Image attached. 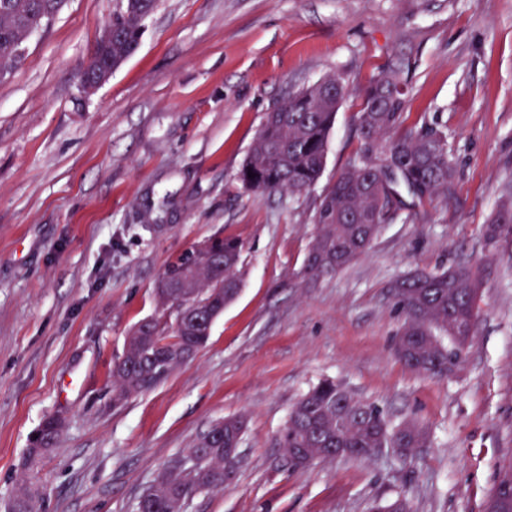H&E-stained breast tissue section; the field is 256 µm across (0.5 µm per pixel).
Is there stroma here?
Masks as SVG:
<instances>
[{"mask_svg": "<svg viewBox=\"0 0 512 512\" xmlns=\"http://www.w3.org/2000/svg\"><path fill=\"white\" fill-rule=\"evenodd\" d=\"M115 0H66L0 80V512L29 488L39 512H132L217 421L241 417L224 488L183 512H484L512 463V237L482 227L512 194V0H158L138 49L81 90ZM409 65L406 126H444L452 200L412 207L335 274L305 272L316 207L358 150L362 86ZM343 75L327 161L308 192L246 190L237 172L266 112L291 89ZM243 245L242 286L208 342L155 389L112 403L134 324L174 321L155 286L214 236ZM485 267L476 332L445 378L396 355L392 283ZM412 420L429 443L403 458L291 468L278 445L322 379ZM62 420L37 462L43 421Z\"/></svg>", "mask_w": 512, "mask_h": 512, "instance_id": "obj_1", "label": "stroma"}]
</instances>
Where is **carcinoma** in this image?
Instances as JSON below:
<instances>
[{
    "label": "carcinoma",
    "mask_w": 512,
    "mask_h": 512,
    "mask_svg": "<svg viewBox=\"0 0 512 512\" xmlns=\"http://www.w3.org/2000/svg\"><path fill=\"white\" fill-rule=\"evenodd\" d=\"M156 2L115 0L112 48L96 44L89 69L109 58L113 67H119L137 49ZM62 5L63 0H0L1 79L12 73L30 36L48 24ZM407 93L408 79L401 66L380 71L364 87L355 127L360 147L316 209L318 228L306 263L311 276L335 273L367 253L383 225L398 215L397 188H403L416 205L440 196L452 199L456 169L448 134L426 122L404 127ZM344 94V78L329 76L290 92L267 112L238 172L242 186L269 194L309 191L325 167L330 131ZM250 172L254 177H248ZM511 234L510 199L492 214L483 235L486 245L494 247ZM242 250L240 241L217 236L167 266L156 288L159 300L167 304L174 294L187 291L206 317L185 330L159 319L135 326L112 369V403L154 389L207 342L214 321L240 291ZM397 283L394 297L404 314L396 341L398 356L406 362L412 357L424 365L436 362L445 370L457 369L478 317L469 298L474 287L469 267L417 272ZM60 427L58 417L43 423L28 448L30 461L55 445ZM213 428L219 436H204L195 445L199 461L193 473L170 472L152 512H175L182 498L224 488L228 482L224 467L240 446L245 423L238 417L226 418ZM427 440L417 423L392 427L379 405L325 379L294 404L279 446L285 453L290 448L310 449L308 457L289 458L300 468L317 458L320 448H342L343 458H366L371 448H394L407 457ZM35 506L31 491L22 488L11 509L36 512ZM486 507L487 512H512V464L500 470Z\"/></svg>",
    "instance_id": "carcinoma-1"
}]
</instances>
